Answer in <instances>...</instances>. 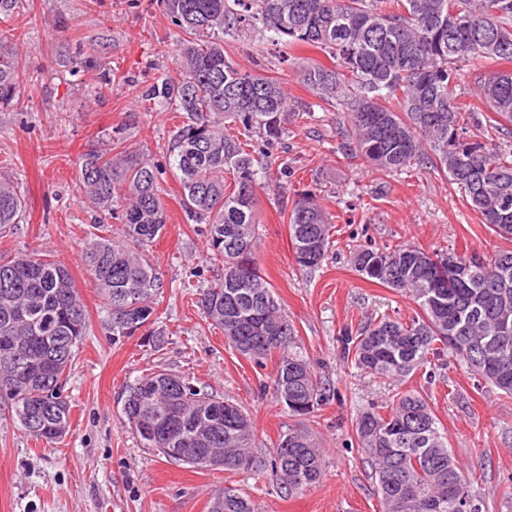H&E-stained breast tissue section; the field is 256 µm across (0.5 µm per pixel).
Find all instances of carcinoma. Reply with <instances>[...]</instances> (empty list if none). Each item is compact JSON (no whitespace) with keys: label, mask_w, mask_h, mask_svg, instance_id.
<instances>
[{"label":"carcinoma","mask_w":512,"mask_h":512,"mask_svg":"<svg viewBox=\"0 0 512 512\" xmlns=\"http://www.w3.org/2000/svg\"><path fill=\"white\" fill-rule=\"evenodd\" d=\"M171 23L190 36L180 48L183 72L159 76L141 97L176 106L185 121L167 145L179 175L187 220L204 226L221 272L197 286V304L245 358L276 355L277 401L291 417L315 412L330 389L300 351L295 328L256 259L255 222L266 167L260 157L281 141L287 97L271 76L243 70L224 53V38L254 21L283 59L301 48L324 54L297 75L312 94L343 113L340 149L384 175L414 166L444 174L467 207L499 237L512 240V0H162ZM474 63L476 96L496 115L498 142L468 131L457 93L461 67ZM32 81L17 52L0 47V107ZM230 120L243 128L226 132ZM162 165L124 146L84 156L79 183L93 208L123 224L126 244L95 233L83 263L104 300L113 339L154 323L163 282L142 252L167 224L160 196ZM25 198L0 178V229L21 221ZM289 236L297 263L319 266L332 248V224L308 189L291 202ZM456 269H448V260ZM359 275L408 297L415 316L383 314L347 334L345 354L372 374L403 381L449 353L472 375L512 396V249L428 253L415 245H357ZM87 309L68 269L35 251L0 257V404L28 438L52 442L69 429L64 396L86 336ZM123 413L143 448L197 469L224 458L222 469L260 477L269 472L289 496L316 486L325 455L308 432L289 428L267 455L235 404L165 370L130 388ZM359 451L372 470L380 512H483L445 428L416 389L395 395L386 412L357 418ZM209 512H256L250 494L230 485Z\"/></svg>","instance_id":"carcinoma-1"}]
</instances>
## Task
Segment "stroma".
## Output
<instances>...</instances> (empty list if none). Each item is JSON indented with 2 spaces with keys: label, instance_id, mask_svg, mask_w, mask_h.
Listing matches in <instances>:
<instances>
[{
  "label": "stroma",
  "instance_id": "35a3bbf8",
  "mask_svg": "<svg viewBox=\"0 0 512 512\" xmlns=\"http://www.w3.org/2000/svg\"><path fill=\"white\" fill-rule=\"evenodd\" d=\"M22 2L0 21V46L18 49L33 81L17 104L0 108V176L17 182L27 211L0 233V255L35 250L64 263L87 306L89 326L65 387L71 406L65 436L53 443L30 440L0 409V512H208L214 492L228 484L245 488L258 512H379L356 420L365 408L412 388L429 395L456 458L475 478L485 512H512V397L477 381L453 358L432 382L421 371L403 382L364 373L344 358L341 343L345 330L384 313L406 319L415 310L408 297L354 270V245L490 255L507 248V240L481 223L443 174L412 169L386 177L343 154L340 114L298 82L254 25L225 39L224 51L240 68L278 79L292 111L283 145L269 152L271 184L259 193L256 257L304 356L335 392L298 423L322 445L325 473L315 489L288 497L270 476L199 470L140 446L123 421V402L140 376L161 369L239 405L262 449H271L293 422L273 394L276 358L259 366L242 357L196 305L192 284L212 280L216 268L203 232L185 218L172 170L160 179L168 224L145 253L162 274L155 323L164 333L161 345L144 330L113 341L82 261L92 212L79 190L81 158L103 149L123 126L127 146L164 162L182 115L140 94L155 77H178L181 30L159 0ZM76 58L108 62L110 79L97 68L71 72ZM312 184L331 217L333 246L319 268L303 270L283 203Z\"/></svg>",
  "mask_w": 512,
  "mask_h": 512
}]
</instances>
